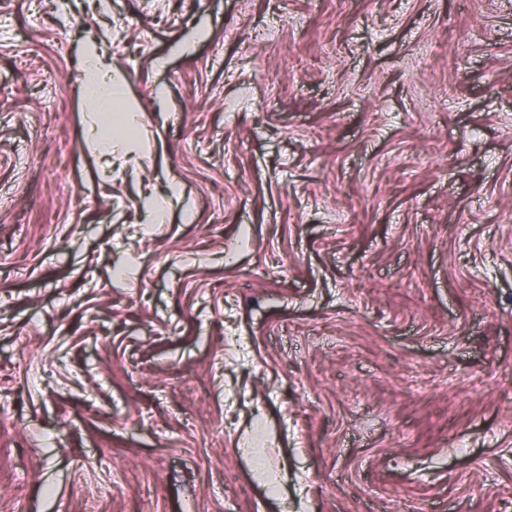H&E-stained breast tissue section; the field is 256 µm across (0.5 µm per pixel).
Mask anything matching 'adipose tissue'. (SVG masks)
<instances>
[{
	"mask_svg": "<svg viewBox=\"0 0 512 512\" xmlns=\"http://www.w3.org/2000/svg\"><path fill=\"white\" fill-rule=\"evenodd\" d=\"M84 78L82 88L88 100L90 120L86 125L87 142L97 145L105 156L132 154L137 140L134 136V115L130 109H116L115 104L123 96L124 84L102 60L98 51L86 49L84 53ZM119 112L121 132H113L104 118L110 112Z\"/></svg>",
	"mask_w": 512,
	"mask_h": 512,
	"instance_id": "1",
	"label": "adipose tissue"
}]
</instances>
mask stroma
Returning a JSON list of instances; mask_svg holds the SVG:
<instances>
[{
    "instance_id": "obj_1",
    "label": "stroma",
    "mask_w": 512,
    "mask_h": 512,
    "mask_svg": "<svg viewBox=\"0 0 512 512\" xmlns=\"http://www.w3.org/2000/svg\"><path fill=\"white\" fill-rule=\"evenodd\" d=\"M0 512H512V0H0ZM83 92L88 99L90 120L86 125V140L97 145L103 155L112 157L117 153L128 156L134 152L138 140L134 137V113L125 104L121 116L122 132H112V124L103 118L115 111V104L124 93L123 81L112 73L99 55L98 50L86 48L84 53Z\"/></svg>"
}]
</instances>
